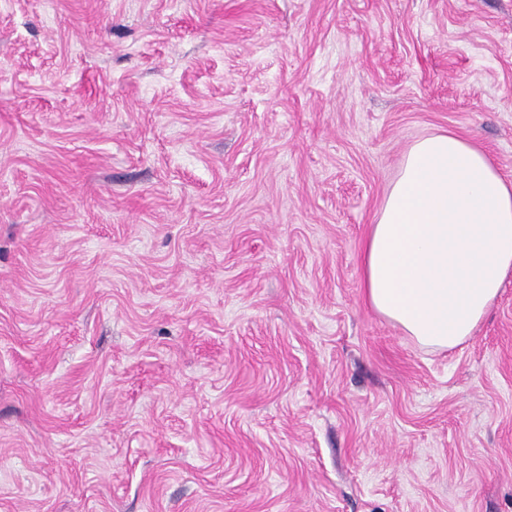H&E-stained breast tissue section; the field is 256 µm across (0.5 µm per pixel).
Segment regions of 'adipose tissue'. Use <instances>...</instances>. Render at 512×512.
Returning a JSON list of instances; mask_svg holds the SVG:
<instances>
[{
	"label": "adipose tissue",
	"instance_id": "adipose-tissue-1",
	"mask_svg": "<svg viewBox=\"0 0 512 512\" xmlns=\"http://www.w3.org/2000/svg\"><path fill=\"white\" fill-rule=\"evenodd\" d=\"M367 303L420 345L472 335L512 270V178L456 134L415 142L366 237Z\"/></svg>",
	"mask_w": 512,
	"mask_h": 512
}]
</instances>
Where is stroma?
<instances>
[{
    "label": "stroma",
    "mask_w": 512,
    "mask_h": 512,
    "mask_svg": "<svg viewBox=\"0 0 512 512\" xmlns=\"http://www.w3.org/2000/svg\"><path fill=\"white\" fill-rule=\"evenodd\" d=\"M448 131L512 175V0H0V512H512V273L364 298Z\"/></svg>",
    "instance_id": "35a3bbf8"
}]
</instances>
